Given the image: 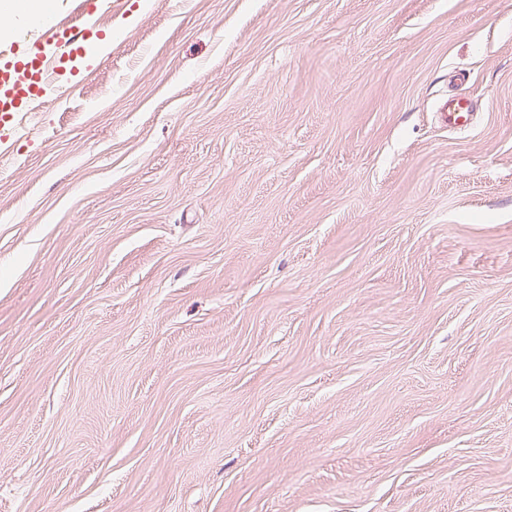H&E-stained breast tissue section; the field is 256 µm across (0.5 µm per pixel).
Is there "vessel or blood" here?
Segmentation results:
<instances>
[{"label":"vessel or blood","mask_w":512,"mask_h":512,"mask_svg":"<svg viewBox=\"0 0 512 512\" xmlns=\"http://www.w3.org/2000/svg\"><path fill=\"white\" fill-rule=\"evenodd\" d=\"M75 45V35L46 24L40 29L33 52L21 57L13 67L0 69V148L6 147L11 134L31 126L37 102L47 87L56 84ZM439 112L449 128H468V99L450 97L441 104Z\"/></svg>","instance_id":"1"}]
</instances>
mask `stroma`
<instances>
[{
  "mask_svg": "<svg viewBox=\"0 0 512 512\" xmlns=\"http://www.w3.org/2000/svg\"><path fill=\"white\" fill-rule=\"evenodd\" d=\"M91 34L0 157V512H512V0ZM440 117L453 130H466L469 126L470 102L459 96L448 97L440 108Z\"/></svg>",
  "mask_w": 512,
  "mask_h": 512,
  "instance_id": "1",
  "label": "stroma"
}]
</instances>
